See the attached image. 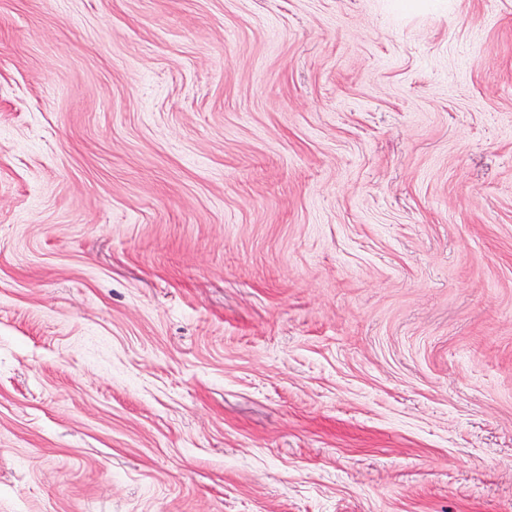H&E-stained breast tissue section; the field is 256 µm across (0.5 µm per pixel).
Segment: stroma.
<instances>
[{"instance_id":"35a3bbf8","label":"stroma","mask_w":512,"mask_h":512,"mask_svg":"<svg viewBox=\"0 0 512 512\" xmlns=\"http://www.w3.org/2000/svg\"><path fill=\"white\" fill-rule=\"evenodd\" d=\"M0 512H512V0H0Z\"/></svg>"}]
</instances>
